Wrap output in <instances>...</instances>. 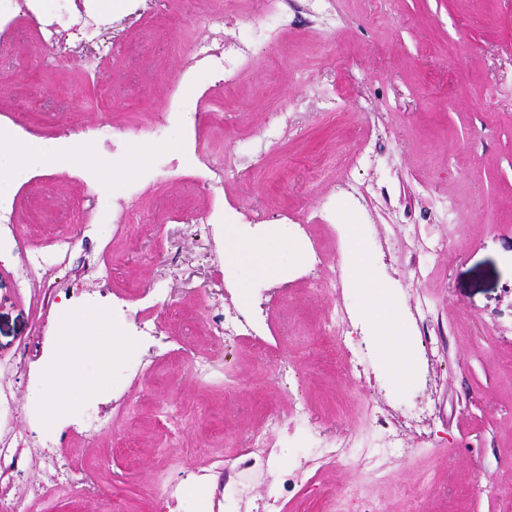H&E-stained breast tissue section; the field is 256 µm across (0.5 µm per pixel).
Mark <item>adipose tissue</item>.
<instances>
[{"mask_svg":"<svg viewBox=\"0 0 512 512\" xmlns=\"http://www.w3.org/2000/svg\"><path fill=\"white\" fill-rule=\"evenodd\" d=\"M68 148L49 149L41 143L25 141L18 146L0 149V182L5 181L11 170L19 165L32 169H43L66 160ZM59 351L49 363L45 384L37 398L50 418L63 414L67 405L59 398L60 391H68L71 398L80 397L88 385L83 367L73 352L79 347L96 349L101 368L119 359L126 343L118 333L100 332L98 328L88 326L84 311H72L65 324L59 328Z\"/></svg>","mask_w":512,"mask_h":512,"instance_id":"1","label":"adipose tissue"}]
</instances>
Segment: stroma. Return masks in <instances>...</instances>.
I'll list each match as a JSON object with an SVG mask.
<instances>
[{
  "label": "stroma",
  "instance_id": "stroma-1",
  "mask_svg": "<svg viewBox=\"0 0 512 512\" xmlns=\"http://www.w3.org/2000/svg\"><path fill=\"white\" fill-rule=\"evenodd\" d=\"M335 2L329 28L292 0L257 49L262 0H142L140 14L113 12L115 60L95 79L14 33L0 138L51 148L80 136L106 162L75 157L0 183L20 237L0 243V359L34 347L28 371L8 376L29 445L0 492L38 486L50 457L77 483L33 512H256L273 495L286 512H320L327 495L341 512H512V0ZM219 30L251 48L227 90L189 63ZM121 202L133 219L118 225ZM209 210L269 245L268 273L218 276L224 235L190 219ZM346 224L358 227L361 264ZM63 235L74 239L66 267L19 292L25 250ZM426 240L443 242L435 258ZM361 267L389 300L385 329L409 346L405 383L363 313ZM216 281L225 315L262 312L260 344L208 335L199 291ZM121 299L132 312L152 306L167 343L152 351L118 329L127 348L104 375L93 350H75L89 387L48 418L37 394L59 348L54 325L79 308L112 329ZM420 301L440 338L422 341ZM342 308L347 329L323 340ZM199 351L212 381L187 371ZM347 359L363 377L341 369ZM386 412L410 426L403 447L378 445ZM88 413L99 427H80ZM272 413L270 466L236 470ZM346 436V454L315 464ZM180 480V497H155ZM239 483L247 501L234 497Z\"/></svg>",
  "mask_w": 512,
  "mask_h": 512
}]
</instances>
